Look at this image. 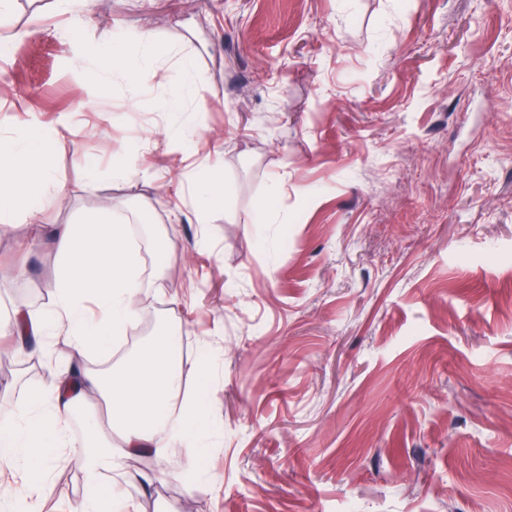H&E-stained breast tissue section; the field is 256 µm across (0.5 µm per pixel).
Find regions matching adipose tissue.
<instances>
[{
    "label": "adipose tissue",
    "mask_w": 512,
    "mask_h": 512,
    "mask_svg": "<svg viewBox=\"0 0 512 512\" xmlns=\"http://www.w3.org/2000/svg\"><path fill=\"white\" fill-rule=\"evenodd\" d=\"M156 47L150 35L140 38L137 56L113 53L98 64L101 84L115 74L135 76L146 86L154 74ZM59 133L24 130L0 135V224H29L40 237V216L58 200L60 183L46 168L33 167L35 158L53 155ZM56 274L50 284L53 302L39 309L14 308L0 316V335L12 341L11 351L24 354L29 341L65 337L72 356L107 353L110 345L134 326L140 316L138 251L128 228L107 216H92L78 224H58L52 231ZM186 363L177 332L153 336L136 358L109 378L58 363L57 378L11 407L0 420V473L22 478L19 492L0 496V512H20L40 496L49 473L70 460L83 465L87 494L70 512H131L123 484L114 473L120 458L143 451L165 457L193 438L197 450L209 446L201 429V400L182 396ZM104 395L106 416L87 411L91 394ZM83 415L87 442L72 443L67 425Z\"/></svg>",
    "instance_id": "obj_1"
}]
</instances>
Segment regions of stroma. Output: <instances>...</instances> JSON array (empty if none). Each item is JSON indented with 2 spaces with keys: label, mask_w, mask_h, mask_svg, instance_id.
<instances>
[{
  "label": "stroma",
  "mask_w": 512,
  "mask_h": 512,
  "mask_svg": "<svg viewBox=\"0 0 512 512\" xmlns=\"http://www.w3.org/2000/svg\"><path fill=\"white\" fill-rule=\"evenodd\" d=\"M106 29L153 37L146 88L78 67ZM3 45L0 133L64 136L42 224L129 225L142 313L215 360L186 384L213 448L124 459L135 512H512V0H10ZM185 55L201 110L175 120ZM54 273L49 235L0 228V311ZM68 355L0 353V401ZM85 490L59 464L33 510Z\"/></svg>",
  "instance_id": "1"
}]
</instances>
